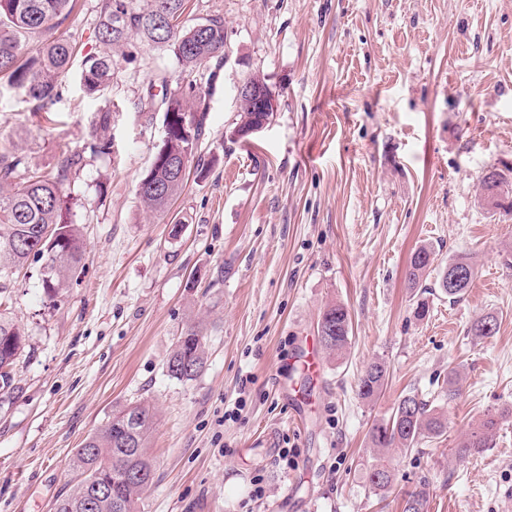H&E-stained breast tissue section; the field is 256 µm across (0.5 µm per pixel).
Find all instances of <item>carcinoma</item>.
Listing matches in <instances>:
<instances>
[{
    "mask_svg": "<svg viewBox=\"0 0 512 512\" xmlns=\"http://www.w3.org/2000/svg\"><path fill=\"white\" fill-rule=\"evenodd\" d=\"M76 6V0H0V80L21 89L34 112H47L62 93L61 77L72 66L76 45L60 36L42 42L36 49L28 47L26 37L50 32L61 26ZM185 0H97L98 40L109 46H124L132 36L162 47H168L183 73H191L197 64L223 58L224 18L217 15L203 23L184 25L182 15ZM81 79L85 91L100 95L112 81V55L87 53L81 60ZM162 98L151 94L141 103V111L163 110L169 136L153 157L142 177L163 186V194L151 188L138 187L142 202L157 213L167 212L182 193L186 178L173 173V162L185 154L194 157L195 146L182 137V124H192L196 137L205 134V109L199 92L194 88H170L162 77ZM90 149L95 154H107L111 147L109 111L105 110L91 131ZM83 157L69 152L61 154L57 172L50 177L26 166L15 148L0 144V294L10 284L14 269L33 257L47 263L43 285L53 300L67 288L71 275L82 260L84 243L77 225L70 223L62 186L77 172ZM484 200L497 207L500 198L512 193V182L503 174L491 171L482 178ZM435 261L434 251L421 246L412 254L406 271L407 287H421L423 278ZM463 270L468 276L455 283L448 282V271ZM475 268L468 258L458 256L448 260L438 278V287L450 299L462 297L471 287ZM497 332V320L492 314L476 319L470 335L485 339ZM317 333L324 350L341 354L350 343L351 319L345 305L329 304L320 313ZM185 340L175 345L166 361L170 377L193 380L201 375L207 363L206 336L199 327H191ZM25 336L14 321L0 314V395H10L18 389L14 365L24 348ZM388 378V368L373 362L361 376L357 396L373 400L382 391ZM502 411L489 412L465 435L457 448L459 459L482 454L490 447L496 434ZM150 407L138 404L126 407L90 434L82 447L76 449L73 466L79 473L76 485L55 503V512H137L141 493L152 484L154 468L147 452V439L153 425ZM447 418L425 401L414 396L402 397L394 412L376 421L369 431L370 447L375 452L366 479L373 491L385 495L391 490L395 474L386 456L392 450L411 451L424 439L445 433ZM133 471L142 474L136 482H116L112 496L97 498L92 506H84L91 496L93 481L107 471ZM429 485L422 482L409 493L403 512H426Z\"/></svg>",
    "mask_w": 512,
    "mask_h": 512,
    "instance_id": "cac0c4a2",
    "label": "carcinoma"
}]
</instances>
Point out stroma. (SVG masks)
<instances>
[{"instance_id":"obj_1","label":"stroma","mask_w":512,"mask_h":512,"mask_svg":"<svg viewBox=\"0 0 512 512\" xmlns=\"http://www.w3.org/2000/svg\"><path fill=\"white\" fill-rule=\"evenodd\" d=\"M95 5L78 0L59 29L84 54L106 50ZM212 15L224 19L217 67L186 76L169 48H116L104 96L87 95L72 66L45 116L0 83L1 142L48 174L61 151L82 155L64 190L84 241L57 298L33 258L0 295L26 338L17 388L0 398V512H53L77 480L75 449L139 402L155 413V477L138 512H402L423 479L428 512H512V209L488 208L481 183L512 171V0H188L184 20ZM255 73L277 110L238 140V88ZM160 74L187 79L206 109L194 151L205 173L189 175L163 215L137 194L164 138L163 112L140 110ZM105 108L111 152L95 156L90 131ZM422 244L437 257L413 290L405 274ZM461 255L475 278L452 302L435 282ZM334 302L350 313L351 342L323 355L296 426L279 384ZM487 313L497 334L470 336ZM198 323L206 369L173 379L166 360ZM375 361L389 379L365 402L357 382ZM452 367L461 394L449 401ZM407 394L437 406L448 429L394 452L380 497L364 479L368 431ZM495 409L491 447L457 459ZM283 448L295 467L277 465Z\"/></svg>"}]
</instances>
